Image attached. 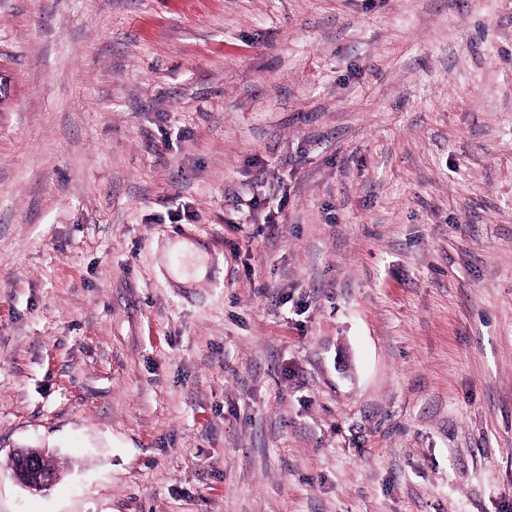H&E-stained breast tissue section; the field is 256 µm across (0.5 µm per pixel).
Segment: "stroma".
Masks as SVG:
<instances>
[{
    "mask_svg": "<svg viewBox=\"0 0 512 512\" xmlns=\"http://www.w3.org/2000/svg\"><path fill=\"white\" fill-rule=\"evenodd\" d=\"M0 74V512H512V0H0ZM174 249L187 255L191 259L190 269L175 271V275L180 281L186 282L191 279L199 280L207 274L208 268L203 257L204 250L201 246L179 242L175 245ZM45 451L36 450L26 459H21L11 464V471L14 477L26 488L40 491L51 486L57 479L58 473L45 469L40 459L44 456Z\"/></svg>",
    "mask_w": 512,
    "mask_h": 512,
    "instance_id": "1",
    "label": "stroma"
}]
</instances>
